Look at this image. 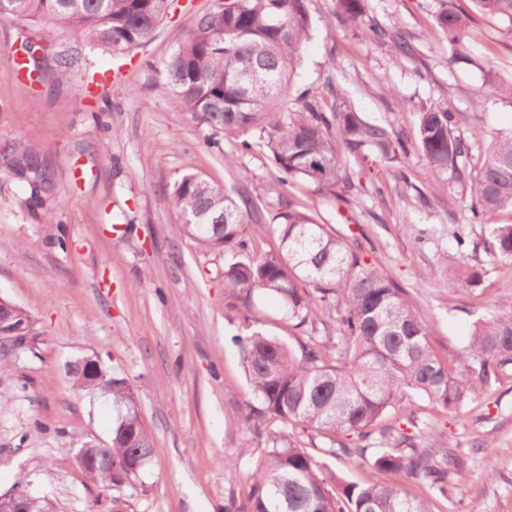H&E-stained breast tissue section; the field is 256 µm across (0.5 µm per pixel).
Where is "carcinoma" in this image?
<instances>
[{
  "instance_id": "obj_1",
  "label": "carcinoma",
  "mask_w": 512,
  "mask_h": 512,
  "mask_svg": "<svg viewBox=\"0 0 512 512\" xmlns=\"http://www.w3.org/2000/svg\"><path fill=\"white\" fill-rule=\"evenodd\" d=\"M172 2L0 0V19L30 27L59 22L79 31L89 49L120 56L151 40ZM310 2L233 0L222 12L203 11L160 70L186 113L207 130V143L238 137L239 150H260L277 171L276 182L262 187V193L236 199L198 174L182 176L170 190L184 233L200 248L224 253V300L228 309L238 311L234 341L251 394L238 418L244 430L241 447L265 439L267 460L248 470L246 495L228 492L224 512H432L429 498L375 479L348 482L326 459L366 458L375 472L403 473L427 493L447 498L448 479L461 475L448 432L408 416L418 434H406L386 419L412 396L456 417L496 387L512 368V298L501 301L502 313L475 322L465 346L468 365L456 373L432 351L429 328L415 314L407 292L286 193L287 186L306 181L324 197L343 199L362 187L361 178L372 177L376 164L400 163L408 155L393 125L362 119L330 82V104L305 100L296 118L279 108L314 27ZM335 3L339 15L391 44L395 59L408 53L400 33L366 15L364 0ZM479 17L508 22L512 34V0H467L465 6L443 0L436 26L455 57H467ZM21 38L25 66L38 74V81H43L49 54L61 80L80 69V56L57 51L32 32ZM473 146L455 134L452 113L418 112V149L430 176L466 190L471 198L466 223L488 229L483 241L488 263L512 264V224L498 223L501 213H512V130L501 134L483 165L469 173ZM345 155L354 157L357 169L343 163ZM0 158L26 179L31 202L51 192L49 175L20 143L1 141ZM269 197L281 248L262 254L243 225L265 223ZM454 239L464 271L448 279V287L470 291L484 286L485 265L468 263L466 227ZM260 295L276 299L294 329L315 323L322 313L336 315L335 335L323 340L297 336L294 346L270 335L251 316ZM20 328L34 329L24 308L14 305L0 312L1 355L11 354ZM68 374L77 390L107 392L118 410L110 441L80 448L76 460L91 483L112 492V512H124L159 449L125 378L107 375L98 381L77 365ZM299 429L324 439L320 455L294 439ZM420 437L427 445L417 442Z\"/></svg>"
}]
</instances>
